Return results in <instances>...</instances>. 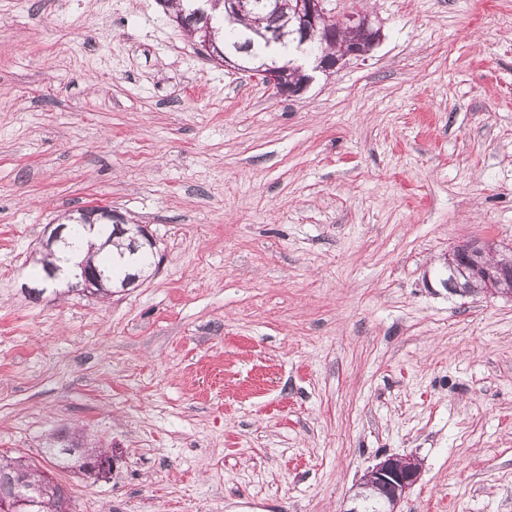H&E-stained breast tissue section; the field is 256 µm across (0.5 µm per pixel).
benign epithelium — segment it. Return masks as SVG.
Instances as JSON below:
<instances>
[{
    "label": "benign epithelium",
    "instance_id": "benign-epithelium-1",
    "mask_svg": "<svg viewBox=\"0 0 512 512\" xmlns=\"http://www.w3.org/2000/svg\"><path fill=\"white\" fill-rule=\"evenodd\" d=\"M326 4L327 0H295L290 5L298 25L296 50L322 37V24L331 18ZM336 23L337 27L352 32L354 40L333 57L313 56L311 70L327 73L351 59H360L382 38L381 28L376 26L371 14L364 11L344 13L336 17ZM248 72L280 96H298L312 80L302 66L264 65L250 68ZM463 257L468 261L465 266L460 264ZM447 267L450 291L461 296L478 292L512 300V246L505 248L493 239L462 240L448 250ZM63 286L95 296L106 288L97 270L88 267L82 268L79 277ZM421 470L420 460L413 455L385 457L364 475L350 506L343 512H360L365 499L385 494L390 496L388 512H399L401 502L419 481Z\"/></svg>",
    "mask_w": 512,
    "mask_h": 512
}]
</instances>
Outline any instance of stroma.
<instances>
[{"label":"stroma","mask_w":512,"mask_h":512,"mask_svg":"<svg viewBox=\"0 0 512 512\" xmlns=\"http://www.w3.org/2000/svg\"><path fill=\"white\" fill-rule=\"evenodd\" d=\"M381 26L297 97L201 55L158 0H0V454L71 512H340L415 455L402 512H512V301L448 249L512 245V0H330ZM101 206L156 271L21 291ZM107 477L55 467L75 429ZM422 464L413 456H387L379 461L363 477L350 506L343 512H360L362 502L369 497L388 494V512H399V506L407 493L420 479Z\"/></svg>","instance_id":"obj_1"}]
</instances>
